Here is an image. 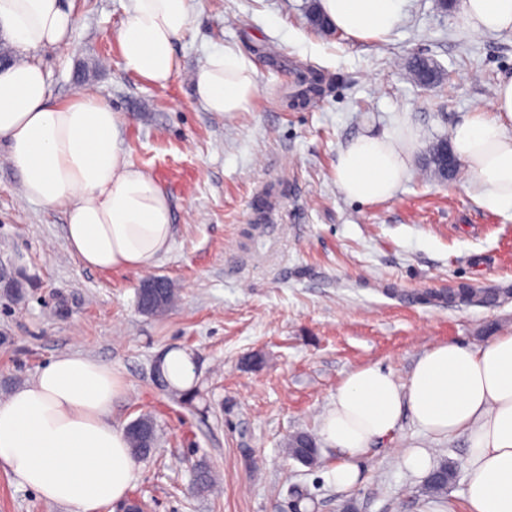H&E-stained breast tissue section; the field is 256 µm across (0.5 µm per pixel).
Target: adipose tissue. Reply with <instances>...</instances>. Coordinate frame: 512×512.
Instances as JSON below:
<instances>
[{"mask_svg": "<svg viewBox=\"0 0 512 512\" xmlns=\"http://www.w3.org/2000/svg\"><path fill=\"white\" fill-rule=\"evenodd\" d=\"M405 4L320 0V9L353 38L381 39L399 26ZM462 14L479 33L512 30V0H462ZM196 22L193 0H128L116 31L124 69L166 86L178 67L175 43ZM75 24L60 0H0V33L20 57L0 71V140L25 197L65 213L66 238L83 265L147 271L170 248L167 195L122 155L111 106L88 91L51 105L45 72L32 59L67 42ZM195 90L208 111L240 112L258 91L257 70L240 50L218 48L199 67ZM417 140L399 130L355 137L337 155V185L364 204L393 199L410 176ZM453 149L481 205L512 207V76L500 78L489 111L456 125ZM119 393L110 365L78 354L54 358L0 402V469L68 512H102L138 471L125 430L109 420ZM406 414L425 433L466 437L465 512H512V335L478 348L435 345L402 382L377 365L350 372L320 428L337 454L329 470L337 489L359 482L360 458Z\"/></svg>", "mask_w": 512, "mask_h": 512, "instance_id": "obj_1", "label": "adipose tissue"}]
</instances>
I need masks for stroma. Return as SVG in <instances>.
Masks as SVG:
<instances>
[{"label": "stroma", "mask_w": 512, "mask_h": 512, "mask_svg": "<svg viewBox=\"0 0 512 512\" xmlns=\"http://www.w3.org/2000/svg\"><path fill=\"white\" fill-rule=\"evenodd\" d=\"M314 0H195L194 33L175 45L178 69L163 87L127 72L115 31L127 0H62L77 24L45 50L51 101L81 89L118 112L119 147L168 195L173 237L150 273L85 267L70 250L62 211L27 201L0 141V264L21 282L0 289V401L54 357L112 366L123 390L110 419L143 414L158 446L131 484L147 512H290L306 489L309 512H424L422 484L403 464L425 449L457 471L447 499L465 512V438L424 433L403 416L391 440L361 461L363 480L338 490L325 466L287 454L290 436L318 433L347 375L377 364L405 378L439 343L469 347L512 333V208L491 212L467 190L468 173L429 179L430 147L470 112L488 109L512 74V32L476 34L460 9L407 0L383 41L314 28ZM241 48L258 71L247 111L210 112L194 76L207 53ZM421 54L446 76L428 88L407 62ZM322 79L295 100L301 74ZM408 121L419 135L409 179L387 202L362 204L336 183V158L362 133ZM173 281L179 304L141 314L146 275ZM468 284L498 290L491 306L448 302ZM172 348L194 364L193 395L160 389L153 366ZM214 493L197 491L198 468ZM0 512H66L0 471Z\"/></svg>", "instance_id": "35a3bbf8"}]
</instances>
